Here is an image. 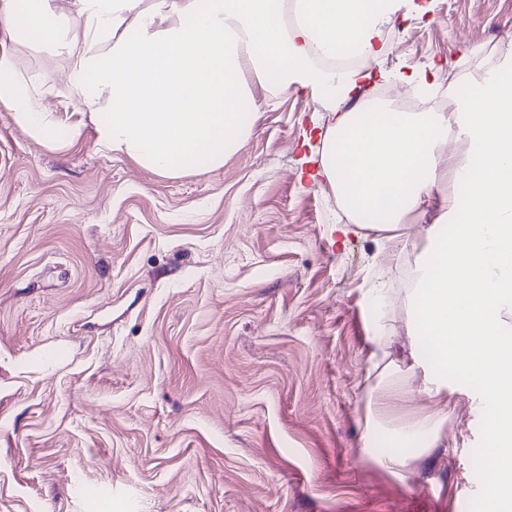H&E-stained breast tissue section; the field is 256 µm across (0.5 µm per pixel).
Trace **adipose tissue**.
<instances>
[{
    "label": "adipose tissue",
    "instance_id": "1",
    "mask_svg": "<svg viewBox=\"0 0 512 512\" xmlns=\"http://www.w3.org/2000/svg\"><path fill=\"white\" fill-rule=\"evenodd\" d=\"M80 21L62 26L61 4ZM408 0H0V28L32 48L68 54L64 88L79 98L97 143L163 177L222 167L247 140L241 121L252 92L309 88L326 104L351 95L360 75L335 84L317 51L351 47L377 56L382 21ZM0 105L32 137L55 143L57 125L21 88L11 54L0 53ZM322 143L323 173L348 218L342 233L378 212L388 273L414 255L409 299L416 332L410 362L387 378L381 399L418 393L434 399L479 385L473 409H491L490 465L501 495L512 492V86L486 81L467 112H397L385 104L336 112ZM456 136L465 150L448 153ZM437 219L419 239L402 234L432 195ZM458 375L460 383L450 382ZM447 414L412 418L387 432L378 463L396 471L400 449L434 448Z\"/></svg>",
    "mask_w": 512,
    "mask_h": 512
}]
</instances>
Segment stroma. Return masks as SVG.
I'll use <instances>...</instances> for the list:
<instances>
[{"mask_svg":"<svg viewBox=\"0 0 512 512\" xmlns=\"http://www.w3.org/2000/svg\"><path fill=\"white\" fill-rule=\"evenodd\" d=\"M399 50L361 60L335 107L251 88V134L223 167L177 178L101 151L71 63L12 42L20 80L67 129L41 144L0 105V512H489L471 460L487 415L459 397L445 445L388 473L365 447L385 359H409V260L371 293L382 243L341 237L321 175L330 110L397 72L512 36V0H413L383 23Z\"/></svg>","mask_w":512,"mask_h":512,"instance_id":"stroma-1","label":"stroma"}]
</instances>
